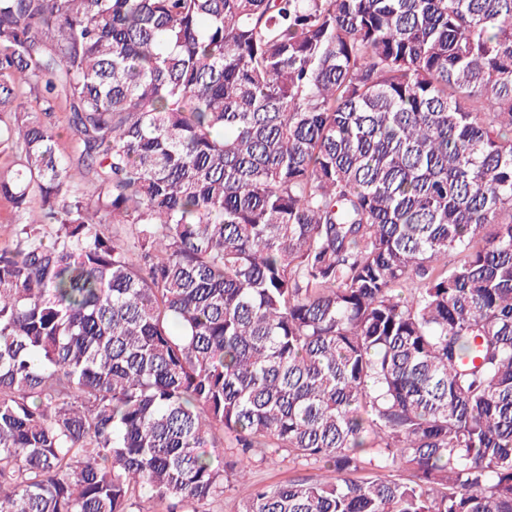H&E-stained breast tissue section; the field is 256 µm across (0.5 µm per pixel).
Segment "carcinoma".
<instances>
[{"instance_id": "carcinoma-1", "label": "carcinoma", "mask_w": 512, "mask_h": 512, "mask_svg": "<svg viewBox=\"0 0 512 512\" xmlns=\"http://www.w3.org/2000/svg\"><path fill=\"white\" fill-rule=\"evenodd\" d=\"M0 153V512H512V0H0ZM235 441L232 436H224V456L227 460L244 461L246 469L250 471L252 480L263 486H276L298 477H307L312 480L324 479L330 473L321 468L322 464L302 466L295 463L287 454L283 453L275 462L261 461L259 456L248 458L237 454Z\"/></svg>"}]
</instances>
